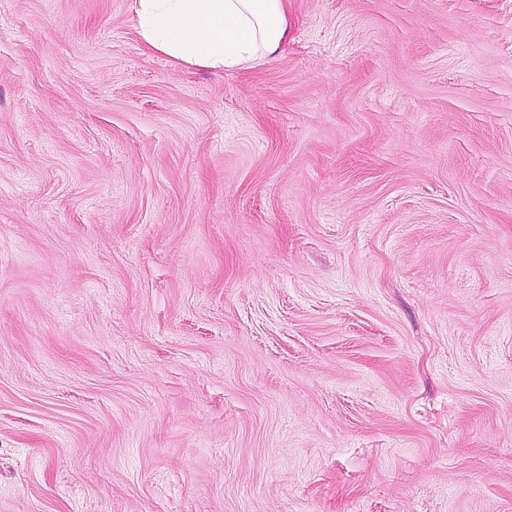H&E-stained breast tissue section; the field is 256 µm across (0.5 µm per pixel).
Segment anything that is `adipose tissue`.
Wrapping results in <instances>:
<instances>
[{
	"label": "adipose tissue",
	"mask_w": 512,
	"mask_h": 512,
	"mask_svg": "<svg viewBox=\"0 0 512 512\" xmlns=\"http://www.w3.org/2000/svg\"><path fill=\"white\" fill-rule=\"evenodd\" d=\"M131 10L149 50L209 71L275 57L290 33L288 0H132Z\"/></svg>",
	"instance_id": "1"
}]
</instances>
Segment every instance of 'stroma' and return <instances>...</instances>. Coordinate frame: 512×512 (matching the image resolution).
<instances>
[{"label":"stroma","instance_id":"stroma-1","mask_svg":"<svg viewBox=\"0 0 512 512\" xmlns=\"http://www.w3.org/2000/svg\"><path fill=\"white\" fill-rule=\"evenodd\" d=\"M288 18L0 0V512H512V0ZM151 51L209 71L274 58L288 42V0H131Z\"/></svg>","mask_w":512,"mask_h":512}]
</instances>
